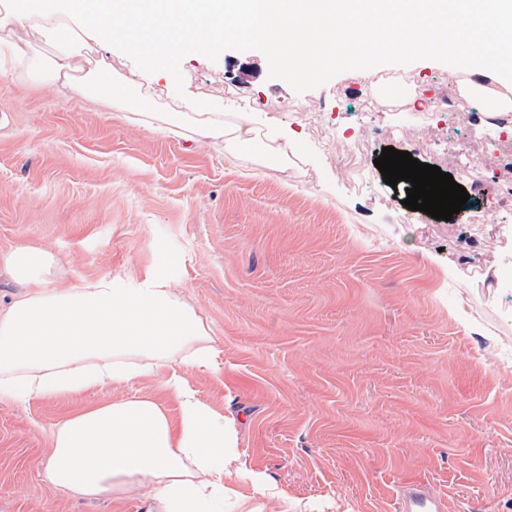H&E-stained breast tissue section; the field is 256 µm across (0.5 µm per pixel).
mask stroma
<instances>
[{"instance_id":"35a3bbf8","label":"stroma","mask_w":512,"mask_h":512,"mask_svg":"<svg viewBox=\"0 0 512 512\" xmlns=\"http://www.w3.org/2000/svg\"><path fill=\"white\" fill-rule=\"evenodd\" d=\"M102 53L129 89L121 105H93L46 72L0 51V308L18 291L5 267L16 247L53 258L33 284L126 281L166 274L204 320L216 367L186 369L199 398L236 430L241 470L224 512L244 501L270 512L264 487L290 512H393L400 483L418 479L445 512H512V288L479 280L482 242L512 258V211L476 226L496 179L486 171L512 138L485 120L512 90L493 80L467 92L452 60L373 52L377 71L407 77L372 91L359 61L289 78L269 42L226 39L219 50L175 55L148 74L115 45ZM461 95V137L477 135L470 175L483 180L452 220L406 222V182L384 183L374 164L409 129L431 139L420 162L456 173L442 117L412 109ZM222 103L225 125L254 123L242 145L161 129L182 94ZM320 114L319 130L299 111ZM388 137L347 176L330 138L372 122ZM299 135L281 158L270 129ZM148 397L177 415L161 377L78 395L0 398V512H139L136 501L57 493L40 469L70 411ZM265 485H257L255 475Z\"/></svg>"}]
</instances>
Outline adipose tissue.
<instances>
[{"label":"adipose tissue","mask_w":512,"mask_h":512,"mask_svg":"<svg viewBox=\"0 0 512 512\" xmlns=\"http://www.w3.org/2000/svg\"><path fill=\"white\" fill-rule=\"evenodd\" d=\"M37 20L17 0H0V45L28 61L27 46L12 35L19 27L37 29ZM369 31L388 35L410 55L425 50L484 77H512V0H68L56 34L72 50L51 67L65 81L85 65L86 97L113 104L123 101L125 88L101 82L109 67L88 57L90 45L126 46L146 68L162 71L172 55L221 46L233 34L270 42L289 76L307 77L332 33L347 34L342 52L357 59ZM181 106L168 115L171 131L180 129L186 109L200 135L229 131L244 143L252 131L248 122L225 129L206 101L188 97ZM50 261L29 247L6 260L22 292L0 309V398L78 394L161 373L179 417L135 396L79 409L52 434L44 484L84 498H136L143 512H223L225 483L240 470L233 430L180 372L213 367L202 318L164 276L124 288L107 278L30 288L33 273Z\"/></svg>","instance_id":"ef3b65f1"}]
</instances>
